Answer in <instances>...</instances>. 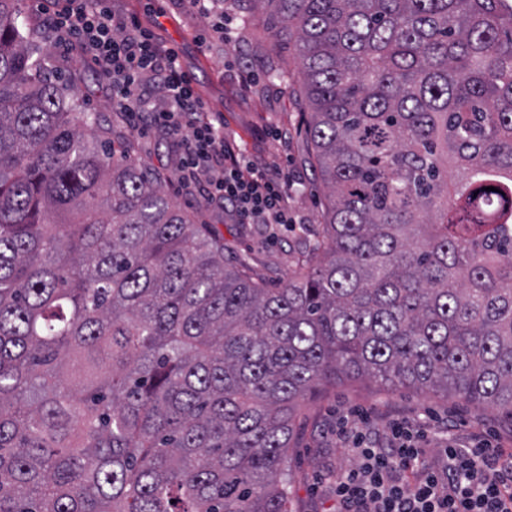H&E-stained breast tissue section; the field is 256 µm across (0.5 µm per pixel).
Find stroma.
<instances>
[{"label": "stroma", "instance_id": "stroma-1", "mask_svg": "<svg viewBox=\"0 0 512 512\" xmlns=\"http://www.w3.org/2000/svg\"><path fill=\"white\" fill-rule=\"evenodd\" d=\"M115 9L153 28L176 46L184 70L194 78L214 117L223 119L226 134L257 161L288 168L297 183L289 196L296 218L292 224H238L201 207L182 192L167 156L172 143L153 131L134 133V158L164 177L170 201L193 214L195 223L224 245V262L246 265L248 274L270 288L283 287L302 253L322 238L320 215L328 203L324 185L313 168V147L302 133L306 116L291 84L271 79L278 66L295 71L290 49L280 47L273 31L249 21L237 0H224L231 23V43L198 37L208 26L184 0H112ZM33 42L54 73L76 80L84 111L99 115L102 128L125 127L122 113L108 98L106 82L57 52L38 13H31ZM420 432L425 466L437 463L441 448H471L483 442L512 449V417L498 410L413 388L385 387L375 380L350 378L336 388L308 398L297 420L288 450L293 512H336L332 485L337 473L355 467L351 451L354 431L374 437L390 435L396 423Z\"/></svg>", "mask_w": 512, "mask_h": 512}]
</instances>
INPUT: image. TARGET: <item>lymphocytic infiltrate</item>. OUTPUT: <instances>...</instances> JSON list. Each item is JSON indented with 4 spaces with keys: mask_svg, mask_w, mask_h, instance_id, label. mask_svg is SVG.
Masks as SVG:
<instances>
[{
    "mask_svg": "<svg viewBox=\"0 0 512 512\" xmlns=\"http://www.w3.org/2000/svg\"><path fill=\"white\" fill-rule=\"evenodd\" d=\"M41 20L56 48L108 83L116 111L133 128L171 138L183 191L239 224H287L285 168L258 165L207 107L180 57L152 28L115 10L112 0H42ZM390 448L356 445L357 465L337 475V512H512V453L499 448H447L438 470L415 484L423 449L405 426Z\"/></svg>",
    "mask_w": 512,
    "mask_h": 512,
    "instance_id": "lymphocytic-infiltrate-1",
    "label": "lymphocytic infiltrate"
}]
</instances>
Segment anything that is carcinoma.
I'll return each mask as SVG.
<instances>
[{
	"label": "carcinoma",
	"instance_id": "obj_1",
	"mask_svg": "<svg viewBox=\"0 0 512 512\" xmlns=\"http://www.w3.org/2000/svg\"><path fill=\"white\" fill-rule=\"evenodd\" d=\"M246 2L332 198L282 288L96 139L0 0V512H291L301 401L345 377L512 416V0Z\"/></svg>",
	"mask_w": 512,
	"mask_h": 512
}]
</instances>
